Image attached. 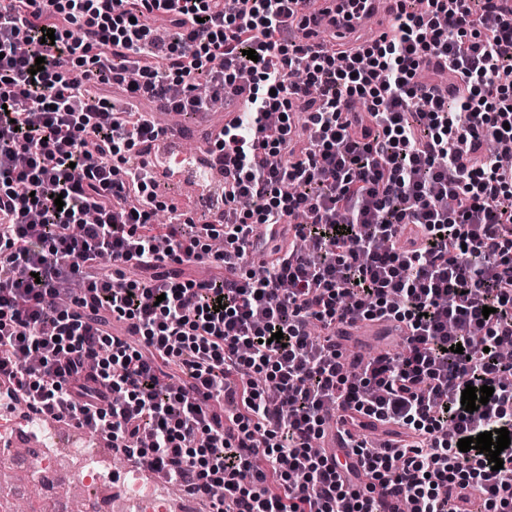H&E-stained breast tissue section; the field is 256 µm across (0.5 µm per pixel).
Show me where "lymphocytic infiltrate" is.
I'll return each mask as SVG.
<instances>
[{"mask_svg":"<svg viewBox=\"0 0 512 512\" xmlns=\"http://www.w3.org/2000/svg\"><path fill=\"white\" fill-rule=\"evenodd\" d=\"M291 2L0 0V376L228 512H512V446L497 471L457 446L512 432V155L485 151L512 145V14L397 0L342 66L291 37ZM226 92L247 96L215 143L229 220L157 223L178 208L128 164L149 105ZM258 224L305 244L260 278ZM198 263L224 273L182 277ZM382 318L402 354L338 361L337 323ZM469 385L494 389L471 413ZM336 408L384 433L342 471L311 451Z\"/></svg>","mask_w":512,"mask_h":512,"instance_id":"f902f5d3","label":"lymphocytic infiltrate"}]
</instances>
